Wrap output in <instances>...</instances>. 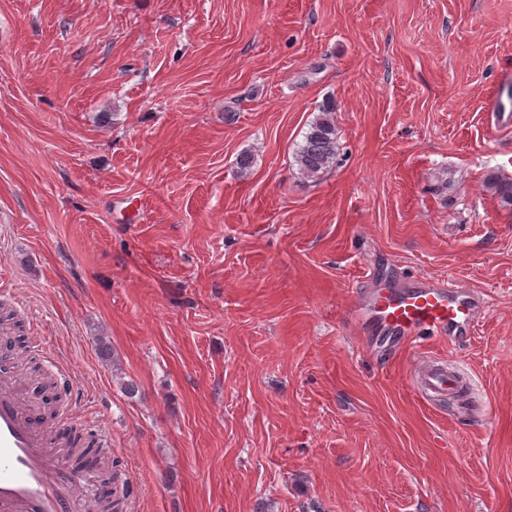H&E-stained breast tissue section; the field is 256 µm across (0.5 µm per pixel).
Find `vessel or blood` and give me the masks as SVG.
<instances>
[{
  "instance_id": "obj_1",
  "label": "vessel or blood",
  "mask_w": 512,
  "mask_h": 512,
  "mask_svg": "<svg viewBox=\"0 0 512 512\" xmlns=\"http://www.w3.org/2000/svg\"><path fill=\"white\" fill-rule=\"evenodd\" d=\"M484 306L478 293L445 281L374 289L357 318L371 347L417 349L422 334L470 339ZM413 388L437 404L458 396L466 380L447 360L418 353ZM87 475L61 470L51 444L35 424V413L17 381L0 375V512H95L97 502L81 498Z\"/></svg>"
}]
</instances>
